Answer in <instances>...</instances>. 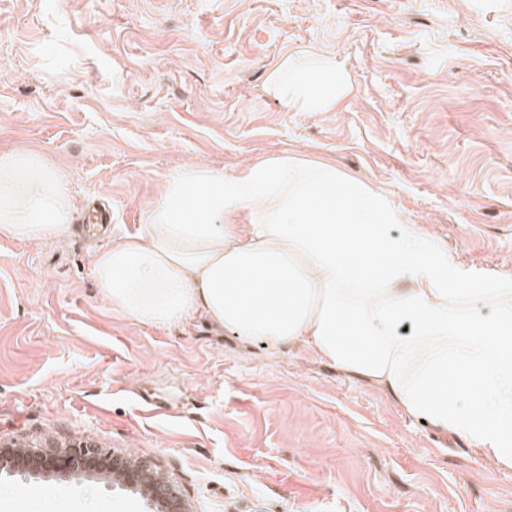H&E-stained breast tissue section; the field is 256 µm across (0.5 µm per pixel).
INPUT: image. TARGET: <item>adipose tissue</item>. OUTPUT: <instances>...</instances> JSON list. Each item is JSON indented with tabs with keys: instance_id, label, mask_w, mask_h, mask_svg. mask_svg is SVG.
Masks as SVG:
<instances>
[{
	"instance_id": "adipose-tissue-1",
	"label": "adipose tissue",
	"mask_w": 512,
	"mask_h": 512,
	"mask_svg": "<svg viewBox=\"0 0 512 512\" xmlns=\"http://www.w3.org/2000/svg\"><path fill=\"white\" fill-rule=\"evenodd\" d=\"M266 87L299 112L337 111L352 92L343 65L316 58H281ZM75 215L39 152L0 153V235L40 244L68 235ZM91 265L132 320L198 315L245 345H309L469 437L490 474L512 472V273L451 260L387 195L330 163L288 156L229 176L186 165L141 228ZM476 301L486 321L473 319Z\"/></svg>"
}]
</instances>
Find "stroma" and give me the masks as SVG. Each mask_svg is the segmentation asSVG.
<instances>
[{
	"label": "stroma",
	"mask_w": 512,
	"mask_h": 512,
	"mask_svg": "<svg viewBox=\"0 0 512 512\" xmlns=\"http://www.w3.org/2000/svg\"><path fill=\"white\" fill-rule=\"evenodd\" d=\"M307 46L350 77L339 111L264 89ZM29 150L112 222L0 236V444L136 453L194 512H512V473L489 481L463 434L310 347L131 320L91 266L185 165L289 154L388 194L457 263L512 273V0H0V153ZM51 503L149 508L105 476L0 479V512Z\"/></svg>",
	"instance_id": "1"
}]
</instances>
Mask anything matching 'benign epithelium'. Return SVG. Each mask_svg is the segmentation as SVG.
<instances>
[{
  "label": "benign epithelium",
  "mask_w": 512,
  "mask_h": 512,
  "mask_svg": "<svg viewBox=\"0 0 512 512\" xmlns=\"http://www.w3.org/2000/svg\"><path fill=\"white\" fill-rule=\"evenodd\" d=\"M14 448L0 447V469L28 475H47L61 482L73 475H97L103 471L104 459L89 450L43 452L30 450L20 461L13 459ZM112 468L123 472L120 485L139 493L152 502L155 512H190V505L168 477L149 461L122 454L112 455Z\"/></svg>",
  "instance_id": "obj_1"
}]
</instances>
